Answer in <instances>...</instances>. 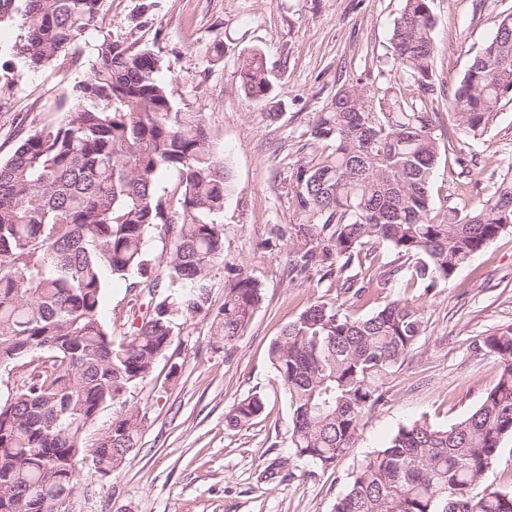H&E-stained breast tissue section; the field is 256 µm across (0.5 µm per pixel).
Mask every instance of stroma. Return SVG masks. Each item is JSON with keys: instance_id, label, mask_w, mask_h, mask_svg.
I'll list each match as a JSON object with an SVG mask.
<instances>
[{"instance_id": "obj_1", "label": "stroma", "mask_w": 512, "mask_h": 512, "mask_svg": "<svg viewBox=\"0 0 512 512\" xmlns=\"http://www.w3.org/2000/svg\"><path fill=\"white\" fill-rule=\"evenodd\" d=\"M401 0H103L99 30L67 56L38 71L21 69L13 45L15 21L0 24V160L21 133L61 121L74 104L73 87L95 59L103 34L153 50L177 108L201 113L213 154L232 173L224 199V262L211 274V305L178 329L150 377L132 387L127 403L146 414L138 444L109 478H80L72 512H331L350 474L400 426L425 419L452 425L469 415L496 381L499 363L486 337L512 330V231L501 234L428 298V329L415 351L383 378L384 405L365 413L357 440L333 468L288 456V397L268 358L271 342L310 303L343 304L369 314L376 304L407 296L393 270L400 258L385 242L364 247L363 273L385 279L371 301L352 303L335 277L288 271V243H267L273 226L301 223L291 175L310 148L307 131L344 83L378 91L401 82L390 65V33ZM436 81L453 86L482 50L512 0H432ZM224 40V60L207 48ZM264 51L275 76L277 117L237 87V58ZM432 178L436 213L488 198L512 166V92L487 132L453 133ZM263 286V300L233 345L215 317L234 272ZM135 297L128 281L108 279L105 322L128 324ZM258 392L266 410L233 429L225 413Z\"/></svg>"}]
</instances>
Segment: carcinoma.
<instances>
[{"label": "carcinoma", "instance_id": "carcinoma-1", "mask_svg": "<svg viewBox=\"0 0 512 512\" xmlns=\"http://www.w3.org/2000/svg\"><path fill=\"white\" fill-rule=\"evenodd\" d=\"M102 0H0V23L16 16L22 67L44 68L98 28ZM436 20L431 0H403L391 30V68L402 87L377 93L343 84L315 114L312 157L294 174V200L307 223L277 239L292 245L291 271L348 273L363 247L384 241L422 290L367 316L313 302L270 344L271 366L288 395V447L326 470L355 443L362 416L386 401L379 381L401 366L425 335V298L512 227V173L493 195L441 220L431 179L441 147L436 124L475 138L486 132L512 91V13L451 89L437 86ZM89 73L74 86L62 123L29 131L0 161V368L31 363L17 390L0 402V512H57L72 497L83 464L112 475L137 447L144 415L125 405L147 380L176 329L209 309V280L224 263V199L230 171L214 158L201 115L175 107L160 79L162 60L148 48L102 37ZM238 86L271 103L275 82L265 54H240ZM173 172L181 192L172 215L160 193ZM158 231L169 244L166 291L145 250ZM139 277L150 299L141 321L120 338L102 319L105 274ZM337 288L355 301L370 281L353 274ZM263 299L261 284L240 272L224 290L217 329L240 338ZM499 358L496 383L467 417L448 427L417 420L351 475L333 512H512V491L473 493L512 436V331L488 336ZM118 406L112 423L87 444L98 412ZM264 397L234 403L231 428L251 424Z\"/></svg>", "mask_w": 512, "mask_h": 512}]
</instances>
